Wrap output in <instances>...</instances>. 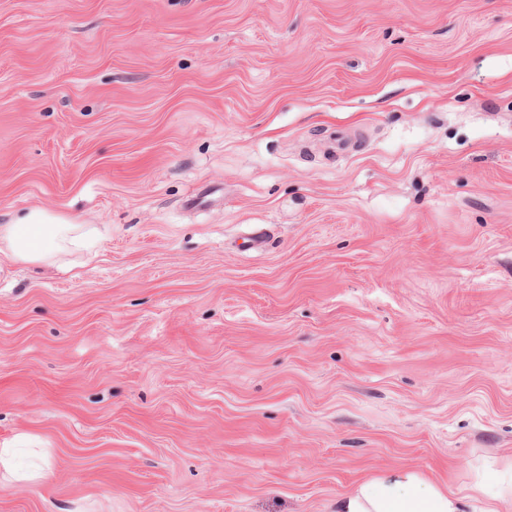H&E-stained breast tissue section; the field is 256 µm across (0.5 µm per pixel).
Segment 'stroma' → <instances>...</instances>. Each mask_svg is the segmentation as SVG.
<instances>
[{
	"label": "stroma",
	"mask_w": 512,
	"mask_h": 512,
	"mask_svg": "<svg viewBox=\"0 0 512 512\" xmlns=\"http://www.w3.org/2000/svg\"><path fill=\"white\" fill-rule=\"evenodd\" d=\"M33 209L105 238L0 252V448L50 472L0 512L512 473V0H0V225Z\"/></svg>",
	"instance_id": "obj_1"
}]
</instances>
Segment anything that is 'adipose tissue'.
Wrapping results in <instances>:
<instances>
[{
  "instance_id": "ef3b65f1",
  "label": "adipose tissue",
  "mask_w": 512,
  "mask_h": 512,
  "mask_svg": "<svg viewBox=\"0 0 512 512\" xmlns=\"http://www.w3.org/2000/svg\"><path fill=\"white\" fill-rule=\"evenodd\" d=\"M102 238L95 225L42 209L0 226V247L17 259L43 264L93 249ZM507 494L512 495V484L503 492L493 491L486 480L464 490L443 489L416 471L395 468L339 497L336 512H497V502Z\"/></svg>"
}]
</instances>
